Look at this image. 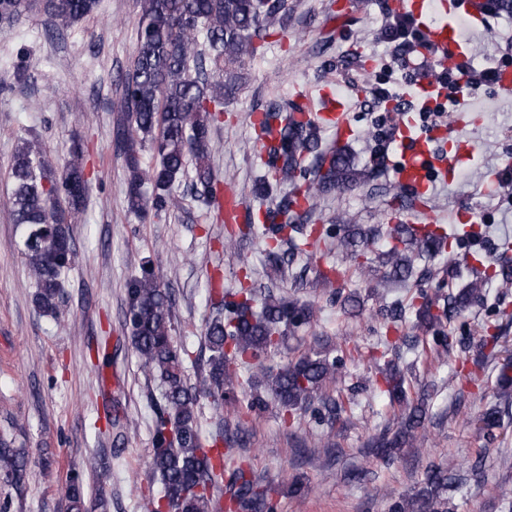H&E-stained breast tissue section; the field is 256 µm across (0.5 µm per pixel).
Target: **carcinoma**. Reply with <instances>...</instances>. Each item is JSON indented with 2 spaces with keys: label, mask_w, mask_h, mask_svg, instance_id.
I'll use <instances>...</instances> for the list:
<instances>
[{
  "label": "carcinoma",
  "mask_w": 512,
  "mask_h": 512,
  "mask_svg": "<svg viewBox=\"0 0 512 512\" xmlns=\"http://www.w3.org/2000/svg\"><path fill=\"white\" fill-rule=\"evenodd\" d=\"M99 0H44V12L58 29L93 14ZM34 0H0V23L11 24L30 11ZM288 0H140L136 47L132 65L123 81V95L116 106L126 114L127 125L118 129L125 154L128 179L126 202L130 212L144 217L166 212L188 165H193L192 189L205 203L217 198L218 180L209 163L214 149L212 126L224 113V101L232 94L237 71L256 57L270 28L280 23ZM260 126L267 139L259 158L265 174L257 180V195L275 196L273 208L263 214L262 234L267 249L271 286L259 291H212L213 314L205 330L209 352L205 374L188 383L185 350L174 345L172 300L153 271L143 268L127 285L125 325L145 375L159 379L163 398L153 406V446L150 467L163 484L162 495L150 503L149 512H222L214 491L224 483V449L239 445L238 433L217 425L204 433L199 422V401L205 397L218 410L224 403L236 406V416L259 410L266 398L276 401L292 417L312 410L318 422L333 424L347 412V401L336 393L338 364L311 350L284 367L265 365L298 328L314 321L311 303L290 300L277 289L284 265L294 252L281 249L296 245V238L316 234L330 238L334 224L342 226L336 248L356 258L358 247L379 238L382 228L367 229L349 223L337 213L330 226L307 229L311 201L319 194L346 190L362 181L350 151L326 147L320 126L304 109L271 104ZM155 159L149 169L141 166L142 152ZM44 148L37 140L18 146L11 166L10 217L23 227L22 253L36 292L35 307L46 315L60 313L61 276L73 262L74 249L68 217L84 205L89 185L84 175V146L72 145L58 181L44 185ZM313 157V178L300 183L304 162ZM392 242L384 251L390 275L397 281H421L431 270H417L415 262L445 252L451 235L397 224ZM484 280L476 279L444 301L417 290L420 303L411 305L424 336L404 341L415 361L439 363L451 356L467 357L468 336L448 331L458 311L484 298ZM247 364L245 385L250 397L243 403L235 395L236 366ZM380 391L400 426L373 443V452L386 458L396 448H417L425 439V394L413 377L395 365L381 370ZM498 406L479 418L491 431L500 426V406L512 407V358L501 365L497 380ZM27 482V454L15 439L0 432V484L21 492ZM457 475L429 466L413 494L399 498L391 512H448V492L459 488ZM232 508L236 512H276L271 490L262 489L243 469L235 471ZM67 512H85V491L79 476L69 478Z\"/></svg>",
  "instance_id": "obj_1"
}]
</instances>
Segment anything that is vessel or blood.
<instances>
[{
    "mask_svg": "<svg viewBox=\"0 0 512 512\" xmlns=\"http://www.w3.org/2000/svg\"><path fill=\"white\" fill-rule=\"evenodd\" d=\"M398 9L410 14L429 45L435 48L443 67L452 68L466 58L460 31L462 22L477 19L471 8H457L452 0H439L443 20L433 24L429 18L428 0H397ZM320 112L325 124L335 127L338 138H346L349 127L344 119L345 103L330 88H323L320 95ZM414 121L406 117L398 123V161L395 178L417 196H426L429 190L430 173L434 166L427 136L416 134Z\"/></svg>",
    "mask_w": 512,
    "mask_h": 512,
    "instance_id": "vessel-or-blood-1",
    "label": "vessel or blood"
}]
</instances>
